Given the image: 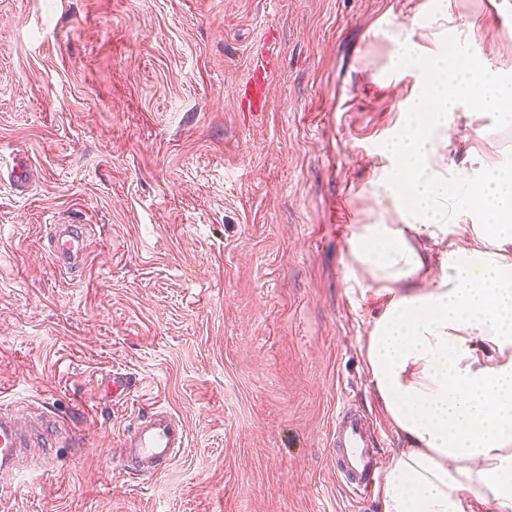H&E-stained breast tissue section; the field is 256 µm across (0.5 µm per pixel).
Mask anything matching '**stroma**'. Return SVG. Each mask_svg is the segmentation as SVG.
<instances>
[{
	"label": "stroma",
	"instance_id": "obj_1",
	"mask_svg": "<svg viewBox=\"0 0 512 512\" xmlns=\"http://www.w3.org/2000/svg\"><path fill=\"white\" fill-rule=\"evenodd\" d=\"M512 0H0V400L73 430L28 456L0 512H380L332 468L345 396L403 448L361 346L384 296L355 279L356 225L422 59L512 73ZM269 106L241 111L253 48ZM421 47L396 58L405 38ZM444 165L512 168V126L458 120ZM79 220L78 275L44 226ZM135 378L122 400L105 384ZM162 405L187 446L141 479L115 458Z\"/></svg>",
	"mask_w": 512,
	"mask_h": 512
}]
</instances>
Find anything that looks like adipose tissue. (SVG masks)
<instances>
[{"label":"adipose tissue","mask_w":512,"mask_h":512,"mask_svg":"<svg viewBox=\"0 0 512 512\" xmlns=\"http://www.w3.org/2000/svg\"><path fill=\"white\" fill-rule=\"evenodd\" d=\"M375 194L395 224L356 225L349 258L386 302L363 342L375 395L406 446L383 466L382 512H512V169L439 168L475 102L512 122V75L425 61ZM469 215L470 223L459 220ZM444 243L431 268L426 241Z\"/></svg>","instance_id":"ef3b65f1"}]
</instances>
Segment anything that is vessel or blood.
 Returning a JSON list of instances; mask_svg holds the SVG:
<instances>
[{"instance_id": "b4317fda", "label": "vessel or blood", "mask_w": 512, "mask_h": 512, "mask_svg": "<svg viewBox=\"0 0 512 512\" xmlns=\"http://www.w3.org/2000/svg\"><path fill=\"white\" fill-rule=\"evenodd\" d=\"M273 55V48H257L249 73L238 88V96L249 111L262 112L268 106ZM45 238L57 267L78 268L87 247L84 225L49 224ZM64 428V422L44 414L36 430H27L15 413L0 404V494L17 489L16 476L26 464L28 449L38 448L43 458H50ZM331 442L336 477L348 494L358 499L370 493L377 477L374 438L366 416L350 401H343L336 413ZM186 443L187 431L181 420L155 406L121 442L118 457L124 470L150 477L174 461Z\"/></svg>"}]
</instances>
